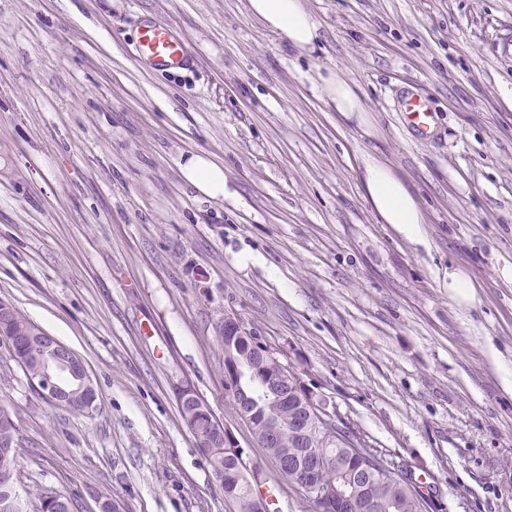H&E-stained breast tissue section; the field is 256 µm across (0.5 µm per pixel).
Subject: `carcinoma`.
Listing matches in <instances>:
<instances>
[{"label":"carcinoma","instance_id":"obj_1","mask_svg":"<svg viewBox=\"0 0 512 512\" xmlns=\"http://www.w3.org/2000/svg\"><path fill=\"white\" fill-rule=\"evenodd\" d=\"M0 307L4 309L0 313V320L6 323V327L0 330V346L7 348L12 357L24 360L29 372H35L36 359H27L22 353L34 325L11 304L0 301ZM267 352V345L261 343L259 337L252 334L241 337L233 348L239 376L237 390L234 396H228L226 400L232 410L243 409L254 415L252 432L258 440L267 441V451L274 461L286 464L302 455L328 461L321 478L351 493L359 512H423L422 496L412 482L403 477L398 478L394 486L380 490L376 500L369 499L374 480L358 470L349 456L352 442H361L363 438L346 427H338V436L333 441L317 439L308 448L294 447L288 438L286 415L292 409L288 400L290 384L298 381V378L291 373L283 377L282 364L269 359ZM178 409L196 445L208 448L207 457L216 477L234 469L237 460L225 454L222 440L207 409L187 403L178 405ZM9 416V404L1 398L0 438L13 439V447H0L1 473L18 472V455L22 447L19 430L16 424L8 421ZM223 488L224 497L234 503L237 512H280L271 503L259 504L249 488L240 481L233 486L225 484ZM35 500L34 512H72L74 507L73 498L52 490L37 491Z\"/></svg>","mask_w":512,"mask_h":512}]
</instances>
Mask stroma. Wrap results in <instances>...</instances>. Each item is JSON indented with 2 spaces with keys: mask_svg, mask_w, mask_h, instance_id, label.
<instances>
[{
  "mask_svg": "<svg viewBox=\"0 0 512 512\" xmlns=\"http://www.w3.org/2000/svg\"><path fill=\"white\" fill-rule=\"evenodd\" d=\"M316 51L247 0H0V300L74 351L86 414L49 403L0 347L23 437L18 490L95 512H233L177 406L191 386L281 512H307L224 396V317L275 349L397 465L427 512H512V0H305ZM149 20L191 49L138 57ZM356 85L369 126L329 106ZM439 117L403 124L406 93ZM207 155L230 192L188 186ZM383 158L420 241L378 221ZM472 282L463 292L452 276ZM323 93L331 106L346 119H357L360 125L369 124L368 109L363 97L355 86L345 80L339 72L328 70L326 75H319ZM361 168L366 198L381 223L398 225L408 238L420 237V224H424L421 211L392 169L372 155L364 157Z\"/></svg>",
  "mask_w": 512,
  "mask_h": 512,
  "instance_id": "obj_1",
  "label": "stroma"
}]
</instances>
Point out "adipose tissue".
Listing matches in <instances>:
<instances>
[{"label": "adipose tissue", "mask_w": 512, "mask_h": 512, "mask_svg": "<svg viewBox=\"0 0 512 512\" xmlns=\"http://www.w3.org/2000/svg\"><path fill=\"white\" fill-rule=\"evenodd\" d=\"M248 10L272 32L286 40L290 48L311 51L321 38L319 22L302 0H248ZM322 90L331 106L344 119L368 125L367 107L355 86L338 72L321 76ZM183 178L208 198L227 195L224 170L209 158L195 154L181 166ZM361 181L367 200L381 223L397 225L408 238L421 235L423 216L405 185L392 169L372 155L365 156Z\"/></svg>", "instance_id": "obj_1"}]
</instances>
